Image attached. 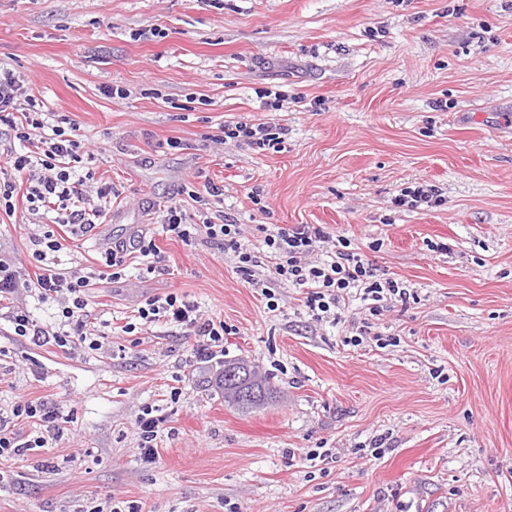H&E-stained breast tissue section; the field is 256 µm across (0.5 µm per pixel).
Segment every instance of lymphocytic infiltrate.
<instances>
[{"label": "lymphocytic infiltrate", "instance_id": "f902f5d3", "mask_svg": "<svg viewBox=\"0 0 512 512\" xmlns=\"http://www.w3.org/2000/svg\"><path fill=\"white\" fill-rule=\"evenodd\" d=\"M6 126L18 148L8 150L6 164L10 171L0 176V212L13 214L17 196H24L29 214L56 212L55 228L31 234L32 269L17 266L8 256L0 255V297H11L26 291L38 302H56L60 305L57 329L38 324L29 311L18 310L12 315L15 335L32 337L38 345L60 349L73 344H88L100 349L102 343L90 329L88 293L95 281L118 279L126 269L127 260L137 254L146 258L147 272H155V261L161 249L154 236L144 233L129 241L115 244L100 253V267L86 272H60L53 265V255L63 244L56 227H64L72 237L91 233L103 216L105 205L115 192L108 183H96L91 167L94 154L89 150L74 120L65 116L49 121L46 112L39 109L35 99L26 95L13 70L0 67V126ZM225 138L252 148H280L285 128L264 123L239 121L224 125ZM160 224L165 234L184 241L200 239L220 242L235 257V269L246 283H253L256 255L240 243V225L219 224L212 218L191 223L180 202H172L162 212ZM329 235L321 226L300 224L281 228L267 235L264 243L272 266L270 277L280 283L307 289L305 306L312 317L328 318L341 300L352 291L362 293L369 301L370 312H378L379 301L385 295L399 293L396 281L382 277L377 268L362 255L341 247L329 259L314 260L313 254ZM180 326L186 334L196 337L195 356L199 362L209 363L217 357L224 345V325L203 317L194 303L176 295L151 298L139 307L135 321L126 323L124 333L145 331L159 321ZM15 420L33 423L34 431L20 434L8 429L0 421V455L38 453L50 441L60 439L63 430L59 424L63 408L47 401H26L13 406Z\"/></svg>", "mask_w": 512, "mask_h": 512}]
</instances>
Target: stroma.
<instances>
[{
	"mask_svg": "<svg viewBox=\"0 0 512 512\" xmlns=\"http://www.w3.org/2000/svg\"><path fill=\"white\" fill-rule=\"evenodd\" d=\"M0 64L80 125L119 191L60 271L210 182L257 257L319 224L410 293L318 323L266 266L252 286L222 246L158 236L161 270L90 290L102 349L15 335V309L45 325L57 306L0 300V413L44 397L68 416L40 455L0 456V512H512V0H0ZM238 121L287 128L283 150L217 141ZM419 186L440 204L395 205ZM37 230L18 200L0 252L29 263ZM170 294L223 321L225 359L268 374L272 399L225 403L179 327L123 333ZM146 407L167 419L149 465Z\"/></svg>",
	"mask_w": 512,
	"mask_h": 512,
	"instance_id": "obj_1",
	"label": "stroma"
}]
</instances>
